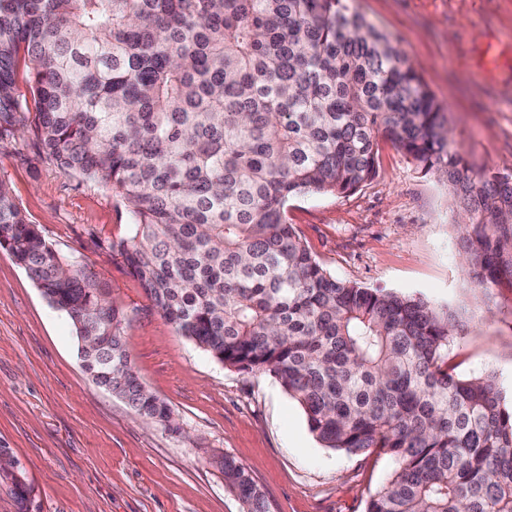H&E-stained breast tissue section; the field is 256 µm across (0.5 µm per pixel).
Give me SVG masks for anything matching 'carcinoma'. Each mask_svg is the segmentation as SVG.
<instances>
[{
    "label": "carcinoma",
    "mask_w": 512,
    "mask_h": 512,
    "mask_svg": "<svg viewBox=\"0 0 512 512\" xmlns=\"http://www.w3.org/2000/svg\"><path fill=\"white\" fill-rule=\"evenodd\" d=\"M444 112L347 0H0V141L29 126L62 172L112 186L132 224L107 249L181 335L272 375L324 447L395 460L366 512H512V403L493 377L448 366L457 316L333 277L286 216L296 196L372 179L383 135L448 185L473 286L512 290V175L471 176ZM0 249L77 337L101 336L98 352L79 349L92 382L172 427L108 285L1 182ZM109 359L122 375L107 378ZM221 470L241 512H268L241 464ZM0 482L28 500L24 473Z\"/></svg>",
    "instance_id": "1"
}]
</instances>
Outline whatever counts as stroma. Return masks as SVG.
I'll return each instance as SVG.
<instances>
[{"label": "stroma", "instance_id": "35a3bbf8", "mask_svg": "<svg viewBox=\"0 0 512 512\" xmlns=\"http://www.w3.org/2000/svg\"><path fill=\"white\" fill-rule=\"evenodd\" d=\"M389 36L436 100L474 175L512 173V0H351ZM0 181L62 254L111 288L140 381L175 427L146 422L81 366L69 318L0 250V449L32 488L20 503L0 484V512H240L221 463L243 465L269 512H366L395 469L389 455L325 448L277 380L216 362L152 308L121 256L104 249L131 215L111 186L61 172L33 132L0 142ZM295 232L337 279L393 290L457 312L448 363L462 378L494 375L512 396V290L484 296L460 265L446 186L380 138L375 176L349 195L289 200Z\"/></svg>", "mask_w": 512, "mask_h": 512}]
</instances>
